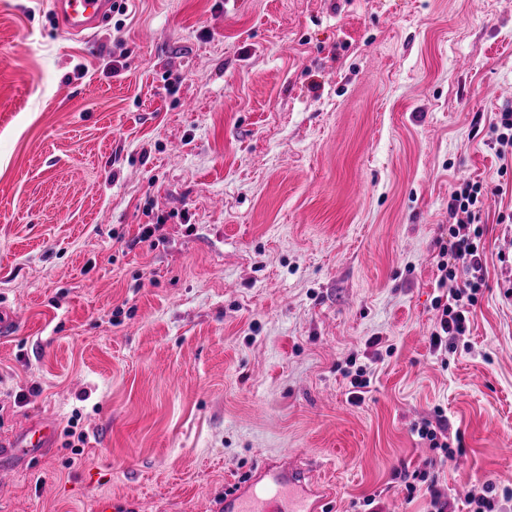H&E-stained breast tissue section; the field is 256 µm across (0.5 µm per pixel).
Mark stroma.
<instances>
[{"instance_id": "35a3bbf8", "label": "stroma", "mask_w": 512, "mask_h": 512, "mask_svg": "<svg viewBox=\"0 0 512 512\" xmlns=\"http://www.w3.org/2000/svg\"><path fill=\"white\" fill-rule=\"evenodd\" d=\"M505 110L512 0H123L88 41L51 0H0V439L58 429L0 473V512H224L286 454L329 512H421L399 474L439 415L466 450L453 512L487 481L512 512ZM463 179L487 286L441 355ZM492 133L499 146L500 158L505 159L509 151L512 155V111L500 112L498 121L492 127Z\"/></svg>"}]
</instances>
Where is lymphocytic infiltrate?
<instances>
[{
    "instance_id": "lymphocytic-infiltrate-1",
    "label": "lymphocytic infiltrate",
    "mask_w": 512,
    "mask_h": 512,
    "mask_svg": "<svg viewBox=\"0 0 512 512\" xmlns=\"http://www.w3.org/2000/svg\"><path fill=\"white\" fill-rule=\"evenodd\" d=\"M482 187L468 180L456 184L449 196L448 213L452 219L448 236L439 242L438 285L445 288L442 301L436 302L439 317L430 334L433 351L452 353L456 342L466 336L473 307L485 286L483 249L484 229L478 223L482 204ZM417 436L433 452L423 468L403 472L402 482L407 499L418 491L429 496L426 512H448L447 497L438 487V473L445 465L458 464L465 454L463 445H450L442 426L425 421L416 426Z\"/></svg>"
}]
</instances>
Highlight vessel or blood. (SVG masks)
I'll use <instances>...</instances> for the list:
<instances>
[{"instance_id": "vessel-or-blood-1", "label": "vessel or blood", "mask_w": 512, "mask_h": 512, "mask_svg": "<svg viewBox=\"0 0 512 512\" xmlns=\"http://www.w3.org/2000/svg\"><path fill=\"white\" fill-rule=\"evenodd\" d=\"M52 10L62 30L86 37L101 26L112 11V0H52ZM56 429L39 423L5 441L8 454L24 457L53 447ZM329 496L298 459L281 457L261 466L236 493L226 498V512H323Z\"/></svg>"}]
</instances>
